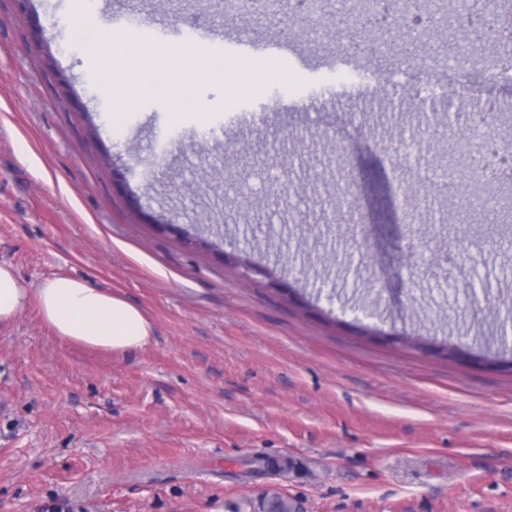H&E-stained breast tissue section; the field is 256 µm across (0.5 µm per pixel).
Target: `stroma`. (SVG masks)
<instances>
[{"label": "stroma", "mask_w": 512, "mask_h": 512, "mask_svg": "<svg viewBox=\"0 0 512 512\" xmlns=\"http://www.w3.org/2000/svg\"><path fill=\"white\" fill-rule=\"evenodd\" d=\"M195 13L217 37L249 32L223 79L192 85L207 120L147 96L113 127L88 31ZM281 29L204 0H0V262L31 287L106 289L153 328L140 348H86L33 303L0 328V512H512V222L409 234L410 185L452 153L384 149L396 116L358 110L373 69L342 44L294 37L277 77L231 92ZM500 64L385 70L455 108ZM493 92L486 130L512 153V89ZM342 147L388 189L327 227L345 183L316 175ZM245 155L238 194L224 167ZM266 173L306 195L270 196Z\"/></svg>", "instance_id": "1"}]
</instances>
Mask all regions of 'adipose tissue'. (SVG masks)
Segmentation results:
<instances>
[{
	"instance_id": "1",
	"label": "adipose tissue",
	"mask_w": 512,
	"mask_h": 512,
	"mask_svg": "<svg viewBox=\"0 0 512 512\" xmlns=\"http://www.w3.org/2000/svg\"><path fill=\"white\" fill-rule=\"evenodd\" d=\"M119 44L131 47L129 61L136 75L126 78L122 65L113 67L114 77L106 92L113 100L112 123L116 126L136 99L152 92L167 99L173 109V120H182L186 111L196 107L187 94L193 71L200 68L213 77L224 73L210 50L187 51L178 46L157 50L145 46L130 32H94L88 48L108 59ZM160 56L168 64L162 74L155 69V60ZM32 298L37 301L42 319L58 336L86 347L125 351L146 345L152 336V325L144 312L109 291L65 274L55 275L30 289L9 264L0 263V324L15 320Z\"/></svg>"
}]
</instances>
